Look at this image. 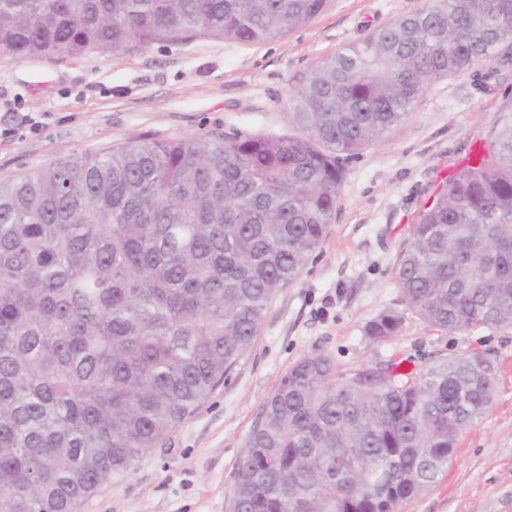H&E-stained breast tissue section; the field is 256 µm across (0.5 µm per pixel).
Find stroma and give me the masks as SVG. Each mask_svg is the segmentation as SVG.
<instances>
[{
  "mask_svg": "<svg viewBox=\"0 0 512 512\" xmlns=\"http://www.w3.org/2000/svg\"><path fill=\"white\" fill-rule=\"evenodd\" d=\"M426 0H329L309 24L260 45L208 37L79 61L0 51V179L74 152L137 138L231 130L295 134L291 96L348 43ZM512 114V67L495 88L470 74L435 82L409 115L346 166L336 211L306 269L270 303L259 336L222 384L128 476L81 512H231L233 469L265 397L288 367L326 353L344 371L394 363L404 373L471 351L498 365L493 405L460 438L438 482L403 512H512V326L444 332L407 312L395 275L423 209L474 143ZM38 131H31V122ZM397 310L396 336L365 327Z\"/></svg>",
  "mask_w": 512,
  "mask_h": 512,
  "instance_id": "1",
  "label": "stroma"
}]
</instances>
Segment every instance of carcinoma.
Wrapping results in <instances>:
<instances>
[{"mask_svg":"<svg viewBox=\"0 0 512 512\" xmlns=\"http://www.w3.org/2000/svg\"><path fill=\"white\" fill-rule=\"evenodd\" d=\"M329 0H0L19 59L260 44ZM512 0H430L327 57L301 135L134 138L0 180V512H81L224 381L323 242L345 163L435 81L508 62ZM407 310L446 332L512 325V121L442 187L398 255ZM388 311L366 335L395 336ZM482 352L418 373L292 364L234 467L237 512H401L491 407Z\"/></svg>","mask_w":512,"mask_h":512,"instance_id":"1","label":"carcinoma"}]
</instances>
